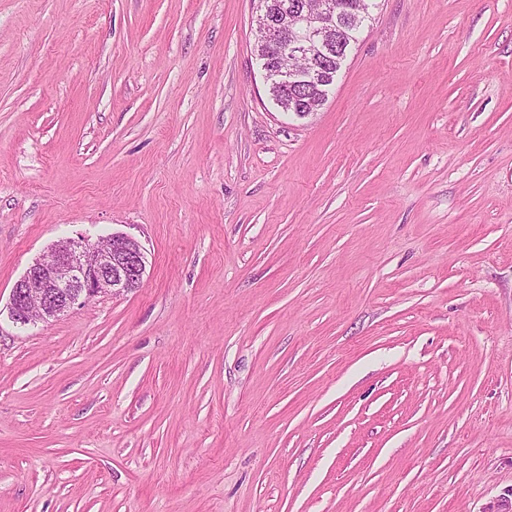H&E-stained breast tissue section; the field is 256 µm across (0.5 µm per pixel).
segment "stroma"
<instances>
[{
    "label": "stroma",
    "instance_id": "1",
    "mask_svg": "<svg viewBox=\"0 0 512 512\" xmlns=\"http://www.w3.org/2000/svg\"><path fill=\"white\" fill-rule=\"evenodd\" d=\"M257 0H0V512H486L512 488V0H379L325 104ZM137 290L16 326L58 241ZM343 57L344 52L336 53L335 48L333 50V62L328 65L330 74L327 75L326 79L313 83L302 90H293L289 86L286 87L275 78L268 81V73L264 66H261V69L269 83V91L276 105L283 111H295L294 114L306 117L310 113L316 112L326 101L329 88L333 85L336 74L342 65Z\"/></svg>",
    "mask_w": 512,
    "mask_h": 512
}]
</instances>
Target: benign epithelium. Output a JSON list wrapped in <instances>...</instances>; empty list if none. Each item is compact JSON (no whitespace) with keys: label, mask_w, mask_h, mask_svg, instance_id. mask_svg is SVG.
Returning a JSON list of instances; mask_svg holds the SVG:
<instances>
[{"label":"benign epithelium","mask_w":512,"mask_h":512,"mask_svg":"<svg viewBox=\"0 0 512 512\" xmlns=\"http://www.w3.org/2000/svg\"><path fill=\"white\" fill-rule=\"evenodd\" d=\"M259 39L294 55L323 57L331 52L326 35L336 25L335 0H323L316 14L288 19L261 7ZM283 82L295 85L315 81L320 70L278 71ZM146 255L141 244L124 233L92 241L86 237L60 241L36 258L12 288L9 315L20 326L55 319L80 299L99 294H128L141 287Z\"/></svg>","instance_id":"7a95c632"}]
</instances>
